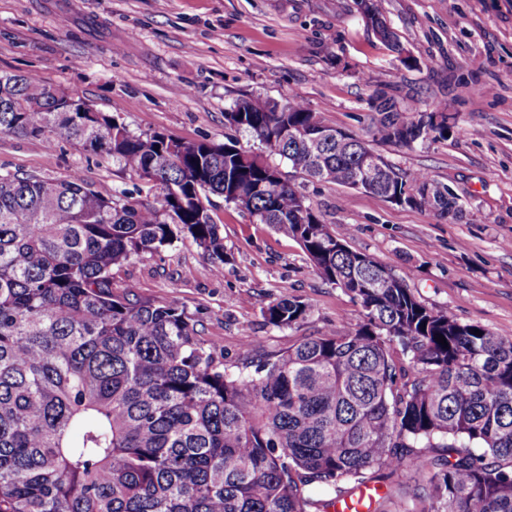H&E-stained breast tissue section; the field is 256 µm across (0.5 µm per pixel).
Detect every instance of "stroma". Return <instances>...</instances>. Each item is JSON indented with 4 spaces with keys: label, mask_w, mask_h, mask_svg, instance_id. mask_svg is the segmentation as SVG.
I'll list each match as a JSON object with an SVG mask.
<instances>
[{
    "label": "stroma",
    "mask_w": 512,
    "mask_h": 512,
    "mask_svg": "<svg viewBox=\"0 0 512 512\" xmlns=\"http://www.w3.org/2000/svg\"><path fill=\"white\" fill-rule=\"evenodd\" d=\"M414 59L405 65L364 25L355 0H0V72L31 74L77 91L136 135L179 142H237L265 148L226 125L235 100L304 101L325 125L364 133L379 91L399 106L445 105L447 139L414 149H375L406 170H424L457 196L443 218L310 182L269 156L351 250L408 274L425 305L512 339V0H380ZM79 170L107 192L137 202L158 197L154 182L106 156L64 144L0 135V171L60 179ZM212 216L224 235L215 267L185 238L133 260L114 279L136 297L184 308L200 336L235 363L245 338L282 350L303 336L346 330L359 307L318 276L300 245L222 197ZM299 298L311 313L298 326L267 324L263 309Z\"/></svg>",
    "instance_id": "35a3bbf8"
}]
</instances>
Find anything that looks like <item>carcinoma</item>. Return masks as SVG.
Instances as JSON below:
<instances>
[{
  "label": "carcinoma",
  "mask_w": 512,
  "mask_h": 512,
  "mask_svg": "<svg viewBox=\"0 0 512 512\" xmlns=\"http://www.w3.org/2000/svg\"><path fill=\"white\" fill-rule=\"evenodd\" d=\"M392 52L405 48L377 0H356ZM32 75H0V134L105 154L154 178L158 203L102 192L80 172H0V512H360L381 471L425 477L419 512H512V340L417 300L407 277L345 247L277 167L237 145L131 133ZM229 125L318 182L399 205L456 210L448 187L388 162L384 142L445 140L433 113L369 100L365 134L315 141L300 100L243 98ZM301 246L313 270L362 312L348 330L304 336L244 368L198 336L186 311L112 293L135 258L188 235L216 265L224 236L209 196L239 205ZM298 298L263 309L292 328ZM481 335L474 334V330ZM444 336L448 346L437 342ZM253 370H248V367ZM368 512H409L393 488Z\"/></svg>",
  "instance_id": "cac0c4a2"
}]
</instances>
